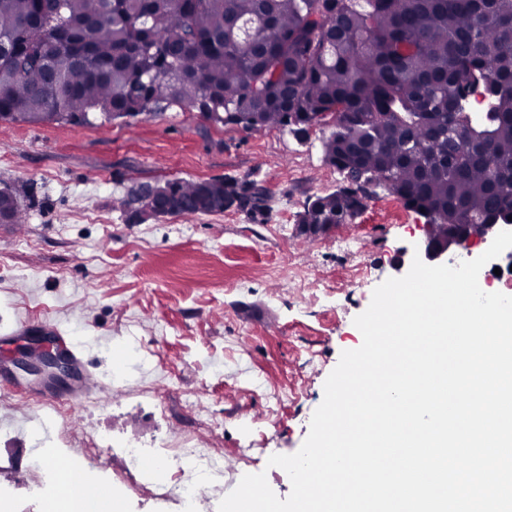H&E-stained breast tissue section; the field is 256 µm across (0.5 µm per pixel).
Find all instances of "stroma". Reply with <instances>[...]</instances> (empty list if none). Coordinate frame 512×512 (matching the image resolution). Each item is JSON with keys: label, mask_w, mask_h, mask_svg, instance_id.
<instances>
[{"label": "stroma", "mask_w": 512, "mask_h": 512, "mask_svg": "<svg viewBox=\"0 0 512 512\" xmlns=\"http://www.w3.org/2000/svg\"><path fill=\"white\" fill-rule=\"evenodd\" d=\"M325 133L301 141L177 108L129 122H0V186L34 194L25 235L0 226V374L21 389L0 395V512H43L26 483L48 461L84 471L123 512H181L160 488L121 483L120 456H87L90 432L116 443L201 436L236 461L233 481L262 472L289 496L269 458L301 448L341 353L363 342L355 317L424 237L382 189L351 223L300 235L309 199L342 185L322 158ZM244 177L270 192L265 220L230 208L129 224L117 204L141 183ZM34 322L75 336L108 393L73 402L69 384L6 363Z\"/></svg>", "instance_id": "1"}]
</instances>
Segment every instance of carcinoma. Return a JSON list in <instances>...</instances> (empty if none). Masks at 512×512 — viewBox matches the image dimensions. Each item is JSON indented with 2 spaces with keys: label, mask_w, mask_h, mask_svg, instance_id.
<instances>
[{
  "label": "carcinoma",
  "mask_w": 512,
  "mask_h": 512,
  "mask_svg": "<svg viewBox=\"0 0 512 512\" xmlns=\"http://www.w3.org/2000/svg\"><path fill=\"white\" fill-rule=\"evenodd\" d=\"M491 13L483 28L475 17ZM486 111L464 106L475 89ZM194 109L218 124L330 127L336 192L308 202L300 224H346L364 184L434 216L448 239L512 208V0H0V117L88 123ZM160 212L255 218V180L165 181ZM12 224L20 192L0 188ZM121 206L141 222L134 203Z\"/></svg>",
  "instance_id": "1"
}]
</instances>
